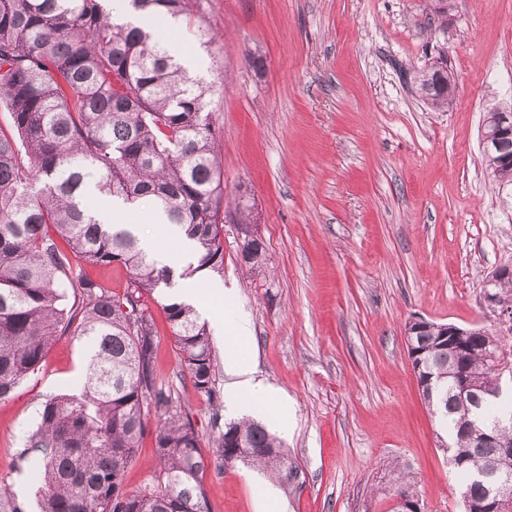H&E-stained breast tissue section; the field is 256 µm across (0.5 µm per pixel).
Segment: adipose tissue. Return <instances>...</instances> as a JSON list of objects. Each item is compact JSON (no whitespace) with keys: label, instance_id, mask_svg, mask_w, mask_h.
<instances>
[{"label":"adipose tissue","instance_id":"obj_1","mask_svg":"<svg viewBox=\"0 0 512 512\" xmlns=\"http://www.w3.org/2000/svg\"><path fill=\"white\" fill-rule=\"evenodd\" d=\"M251 339L248 319L238 316L225 320L224 372L230 383L224 392V411L231 416L266 417L280 432H287L290 407L288 396L257 378L252 359L246 352Z\"/></svg>","mask_w":512,"mask_h":512}]
</instances>
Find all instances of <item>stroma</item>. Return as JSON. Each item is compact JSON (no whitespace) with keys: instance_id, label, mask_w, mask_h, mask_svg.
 <instances>
[{"instance_id":"stroma-1","label":"stroma","mask_w":512,"mask_h":512,"mask_svg":"<svg viewBox=\"0 0 512 512\" xmlns=\"http://www.w3.org/2000/svg\"><path fill=\"white\" fill-rule=\"evenodd\" d=\"M189 0L170 40L200 53V77L223 80L212 109L220 128L224 206L245 197L263 264L240 260L224 225V271L177 278L216 357L223 302L204 308L213 282L234 292L252 328L257 375L291 399L282 442L294 476L281 482L243 465L208 473L212 512H262L263 487L283 512H392L390 471L421 488L426 512H461L440 430L418 390L405 325L424 317L469 327L498 319L484 284L512 265V184L482 158L480 127L512 107V0ZM209 30L201 52L195 31ZM453 73L448 107L433 109L412 76L437 59ZM135 233L154 254L180 249L148 203ZM156 356L173 378L178 349L161 309ZM84 347L61 337L41 369L0 402V477L42 401L85 382Z\"/></svg>"}]
</instances>
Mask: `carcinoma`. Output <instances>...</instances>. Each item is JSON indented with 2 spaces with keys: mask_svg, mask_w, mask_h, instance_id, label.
<instances>
[{
  "mask_svg": "<svg viewBox=\"0 0 512 512\" xmlns=\"http://www.w3.org/2000/svg\"><path fill=\"white\" fill-rule=\"evenodd\" d=\"M108 0H0V401L41 366L57 337L88 346L78 394L41 404L17 449L15 471L35 463L30 499L0 479V512H210L205 478L240 462L282 480L292 473L282 442L247 416L222 422L209 333L195 308L163 306L179 349V371L211 407L213 446L204 450L189 405L157 372V329L146 298L171 286L173 271L141 245L128 224H105L84 203L88 188L129 209L149 200L193 242L198 265L224 271V186L209 99L215 83L191 75L156 29L115 21ZM132 11L178 19L185 0H129ZM414 82L435 109L448 107L447 65ZM499 181L512 182L501 155H483ZM125 267L128 284L112 294L82 272ZM512 311V277L488 286ZM78 304L65 303L67 291ZM443 324L414 337L430 359L417 375L469 512H493L505 479L492 474L490 449L474 426L512 443V326L465 336L464 354L442 338ZM466 383L472 400H459ZM154 421L156 464L138 490L124 478ZM403 512L424 506L418 485L395 467Z\"/></svg>",
  "mask_w": 512,
  "mask_h": 512,
  "instance_id": "cac0c4a2",
  "label": "carcinoma"
}]
</instances>
